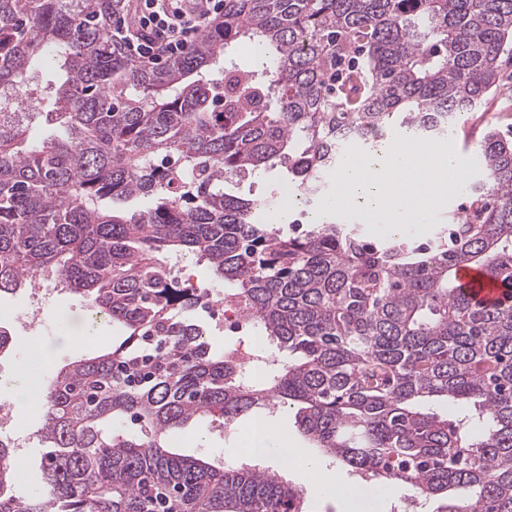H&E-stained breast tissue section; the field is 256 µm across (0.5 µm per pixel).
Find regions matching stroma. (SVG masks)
I'll return each mask as SVG.
<instances>
[{
  "label": "stroma",
  "instance_id": "obj_1",
  "mask_svg": "<svg viewBox=\"0 0 512 512\" xmlns=\"http://www.w3.org/2000/svg\"><path fill=\"white\" fill-rule=\"evenodd\" d=\"M501 88L490 96L484 104L470 113L466 123L457 127L450 138H439L438 147L458 157H465L467 150L474 146L476 138L495 129L512 135V54H504L500 59ZM470 196L454 193L429 207L424 221L405 225L406 234L419 240L432 238L448 221L450 212L467 209ZM92 308L82 296L64 291L49 294L45 306L47 321L33 329L16 330L9 351L0 353V371H12L19 365L29 364L32 357L42 360V378L51 380L57 371L69 363L96 355L111 342L122 338V331L112 325L109 319L93 321ZM96 326L97 337L93 343H79L78 338L89 326ZM265 425L273 431L272 447L260 465L264 468H277L282 445L302 448L300 461L290 464L284 478L292 486L301 490L308 512H344L340 500L324 489L320 475L333 471L349 485L357 484L354 473L333 459L322 456L314 449L305 447L304 441L294 425V413L281 409L277 414L266 416ZM251 420L244 417L235 422L232 431H225L217 423L202 419L192 423L187 430L174 432L171 441L176 452L193 457H206L214 462H224L229 451L243 447L250 434Z\"/></svg>",
  "mask_w": 512,
  "mask_h": 512
}]
</instances>
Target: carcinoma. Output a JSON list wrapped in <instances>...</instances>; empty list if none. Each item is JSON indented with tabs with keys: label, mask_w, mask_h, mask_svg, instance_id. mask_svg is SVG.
Instances as JSON below:
<instances>
[{
	"label": "carcinoma",
	"mask_w": 512,
	"mask_h": 512,
	"mask_svg": "<svg viewBox=\"0 0 512 512\" xmlns=\"http://www.w3.org/2000/svg\"><path fill=\"white\" fill-rule=\"evenodd\" d=\"M125 0H0V88L58 58L54 111L0 112V296L51 274L126 330L39 392L42 484L15 493L0 441V512H305L266 469L170 450L209 416L295 405L309 445L371 496L410 486L436 512H512V305L457 290L461 265L512 293V138L478 143L475 200L436 242H367L336 214L287 235L271 201L226 190L281 166L321 197L351 140L448 134L498 81L512 0H224V16L161 69L112 40ZM242 41L259 66L233 63ZM224 74V110L214 107ZM45 136L30 141V124ZM175 156L179 166L155 160ZM134 198L151 201L131 211ZM191 253L288 360L259 382L216 355L203 294L159 253ZM428 400L468 403L447 420ZM139 422L137 432L123 421Z\"/></svg>",
	"instance_id": "carcinoma-1"
}]
</instances>
